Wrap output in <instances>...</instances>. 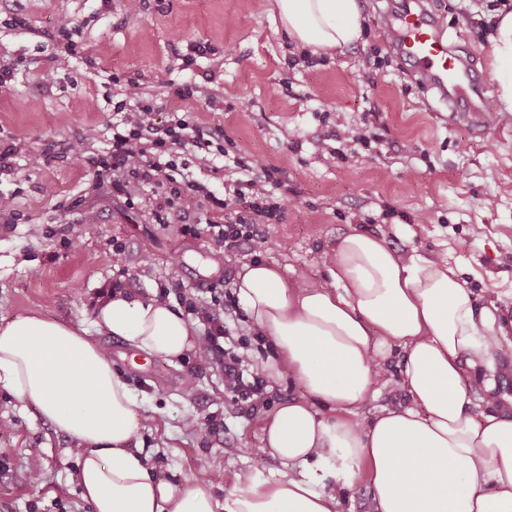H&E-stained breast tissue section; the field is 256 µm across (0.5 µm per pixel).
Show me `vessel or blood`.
Instances as JSON below:
<instances>
[{"mask_svg": "<svg viewBox=\"0 0 512 512\" xmlns=\"http://www.w3.org/2000/svg\"><path fill=\"white\" fill-rule=\"evenodd\" d=\"M389 28L399 53L423 76L449 112L480 121L487 91V75L470 57L451 46L425 8L407 9Z\"/></svg>", "mask_w": 512, "mask_h": 512, "instance_id": "b4317fda", "label": "vessel or blood"}]
</instances>
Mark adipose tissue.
I'll use <instances>...</instances> for the list:
<instances>
[{
    "label": "adipose tissue",
    "mask_w": 512,
    "mask_h": 512,
    "mask_svg": "<svg viewBox=\"0 0 512 512\" xmlns=\"http://www.w3.org/2000/svg\"><path fill=\"white\" fill-rule=\"evenodd\" d=\"M289 36L312 51L356 42V0H275ZM491 66L512 112V10H497ZM328 281L296 288L254 262L234 292L278 355L268 368L301 390L263 427L267 448L303 471L246 483L217 499L210 486L153 476L138 446L133 390L84 326L41 312L0 319V387L37 409L78 456L77 482L94 512H338L339 489L316 491L311 462L344 480L366 472L373 512H512V399L497 361L512 351V315L480 303L447 259L397 254L382 237L336 240ZM94 325L148 355L173 360L201 346L175 304L115 291ZM402 355L404 402L358 419L393 348ZM482 399H475L473 381Z\"/></svg>",
    "instance_id": "adipose-tissue-1"
}]
</instances>
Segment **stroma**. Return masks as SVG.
Segmentation results:
<instances>
[{
    "label": "stroma",
    "mask_w": 512,
    "mask_h": 512,
    "mask_svg": "<svg viewBox=\"0 0 512 512\" xmlns=\"http://www.w3.org/2000/svg\"><path fill=\"white\" fill-rule=\"evenodd\" d=\"M273 2L142 0L131 14L126 0H0V58L13 65L0 84V143L16 147L0 172V197L15 201L0 212V318L37 311L87 327L138 395L147 467L179 487L205 483L220 498L233 494L234 474L287 473L263 452L262 426L301 391L266 370L274 348L242 310L227 320L224 342L251 350L266 405L234 403L216 368L186 387L193 354L170 362L93 329L113 283L147 300L166 287L170 300L207 305L210 286L235 282L260 259L302 288L327 279L337 237L356 229L400 254L447 257L480 301L512 312V121L489 116L500 105L496 83L481 125L450 117L390 44L384 23L405 0H357L360 40L326 56L289 37ZM427 5L449 42L489 71L488 0ZM74 29L95 44V61L74 55L58 67L63 33ZM196 43L209 50L185 65ZM130 77L167 103L161 125L178 107L170 88L194 86L195 120L217 133L224 152L203 165L193 149L180 150L185 179L221 197L237 177L235 159L257 156L276 169L288 194L284 220L256 227L268 250L245 242L228 254L207 233L182 235L180 205L158 223L153 189H137L129 204L98 177L94 163L112 149ZM45 152L49 161L30 165ZM77 233L80 247H69ZM401 379L389 360L362 420L403 401ZM77 469L67 438L0 388V512H93Z\"/></svg>",
    "instance_id": "1"
}]
</instances>
